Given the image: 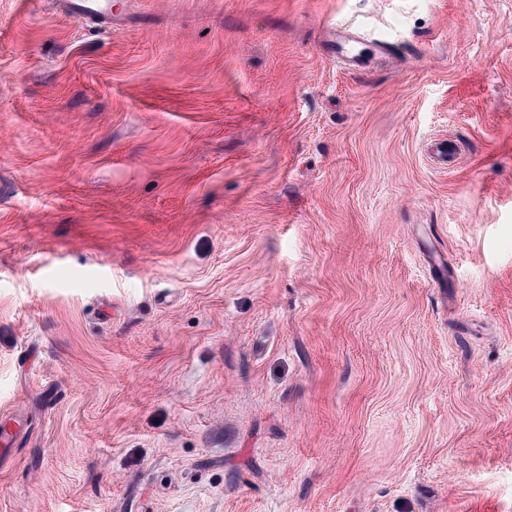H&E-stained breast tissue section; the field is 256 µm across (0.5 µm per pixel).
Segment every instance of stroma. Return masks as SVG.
<instances>
[{
	"label": "stroma",
	"mask_w": 512,
	"mask_h": 512,
	"mask_svg": "<svg viewBox=\"0 0 512 512\" xmlns=\"http://www.w3.org/2000/svg\"><path fill=\"white\" fill-rule=\"evenodd\" d=\"M15 410L0 512H512V0H0ZM58 6L70 20L92 21L109 31L112 26H119L122 16V12L112 9L107 0H60ZM325 46L336 54V58L348 62L354 68H362L371 56L388 50L384 41L368 40L358 34L351 26L336 24L327 31Z\"/></svg>",
	"instance_id": "stroma-1"
}]
</instances>
